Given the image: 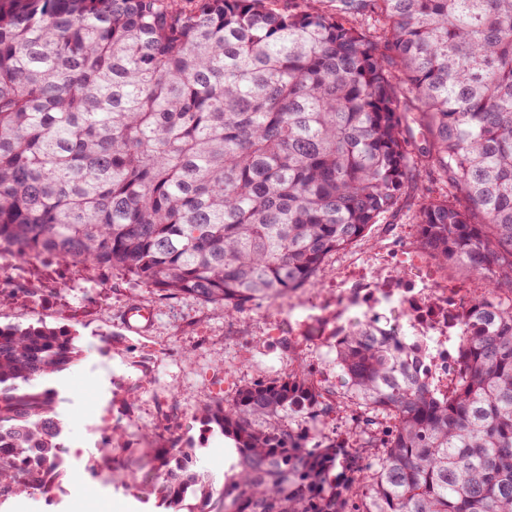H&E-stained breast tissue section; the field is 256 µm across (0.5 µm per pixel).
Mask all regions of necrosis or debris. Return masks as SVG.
I'll return each mask as SVG.
<instances>
[{
  "label": "necrosis or debris",
  "mask_w": 512,
  "mask_h": 512,
  "mask_svg": "<svg viewBox=\"0 0 512 512\" xmlns=\"http://www.w3.org/2000/svg\"><path fill=\"white\" fill-rule=\"evenodd\" d=\"M393 259L407 269V276L378 282L367 274V267L381 268ZM429 263L427 253L416 246L398 253L382 248L365 263L350 257L336 274L329 300L310 306L301 320L312 333L311 343L340 339L359 316L376 319L393 337L418 340L425 351L423 373L440 394H447L456 367L453 349L460 314L469 302V291L448 284L430 270Z\"/></svg>",
  "instance_id": "obj_1"
}]
</instances>
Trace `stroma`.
<instances>
[{
  "mask_svg": "<svg viewBox=\"0 0 512 512\" xmlns=\"http://www.w3.org/2000/svg\"><path fill=\"white\" fill-rule=\"evenodd\" d=\"M418 200L407 193L396 216L329 257L318 286L298 290L303 303L325 298L337 269L351 255L368 256L394 236L402 245L415 244L418 231L411 217ZM0 284L11 296L0 307L1 325L69 326L83 351L79 362L44 385L58 393L66 448L84 442L89 450L79 455L77 467H64L52 499L23 497L17 512H111L119 497L133 503V512H157L155 499L138 495L134 477L152 456L151 434L161 431L193 447L214 486H222L230 444L208 434L202 406L227 400L255 380L288 372L290 358L282 345L290 337L288 319L266 320V301L232 319L222 307L167 299L109 271L46 263L35 270H0ZM133 300L152 314L150 327L141 333L129 330L122 318ZM117 423L125 430L112 445L133 465L93 481L99 433Z\"/></svg>",
  "mask_w": 512,
  "mask_h": 512,
  "instance_id": "35a3bbf8",
  "label": "stroma"
}]
</instances>
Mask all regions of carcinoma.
I'll list each match as a JSON object with an SVG mask.
<instances>
[{"label": "carcinoma", "instance_id": "carcinoma-1", "mask_svg": "<svg viewBox=\"0 0 512 512\" xmlns=\"http://www.w3.org/2000/svg\"><path fill=\"white\" fill-rule=\"evenodd\" d=\"M0 0V257L116 271L235 318L421 192L417 245L485 282L440 398L419 345L376 321L334 346L355 428L299 363L203 409L237 460L191 448L136 489L189 512H512V0ZM369 11L372 35L353 23ZM76 334L0 325V499L51 498L63 425L41 380ZM40 451L35 469L12 460ZM98 465L125 468L112 443Z\"/></svg>", "mask_w": 512, "mask_h": 512}]
</instances>
